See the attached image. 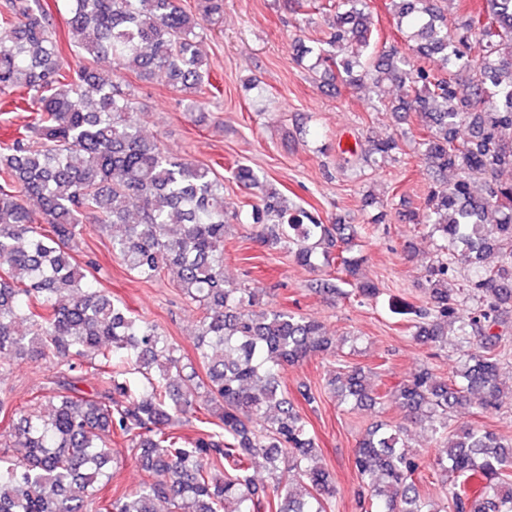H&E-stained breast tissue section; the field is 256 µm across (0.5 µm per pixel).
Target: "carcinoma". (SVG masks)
<instances>
[{"instance_id":"carcinoma-1","label":"carcinoma","mask_w":512,"mask_h":512,"mask_svg":"<svg viewBox=\"0 0 512 512\" xmlns=\"http://www.w3.org/2000/svg\"><path fill=\"white\" fill-rule=\"evenodd\" d=\"M395 44L362 59L370 44L368 0H334L326 46L298 49L308 70L350 87L371 79L396 83L405 95L384 104L416 113L419 147L433 186L422 212L408 221L436 241L425 270L430 306L413 337L434 347L479 338L464 351L451 380L423 368L388 390L364 369L337 360L329 379L349 410L399 402L436 441L433 467L447 486V506L421 497L419 455L407 428L386 421L359 440L353 465L374 512H512V438L485 428L448 429V413L465 406L495 409L504 391L506 356L495 329L512 311V0L486 8L455 28L434 0H393ZM71 42L92 60L112 64V79L91 65L64 66L51 23L38 0L0 6V93L36 117L27 135L0 143V372L18 361L55 360L50 392L28 400L12 423L0 457V512H328L335 496L329 470L315 461L316 437L281 390L287 365L332 350L318 321L268 307L255 288L224 280L227 212L224 181L214 170L169 157L142 136L127 74H164L202 106L211 83L197 47L200 31L224 16V0H67ZM438 59L433 72L427 61ZM401 150L394 137L371 141L364 161L376 165ZM234 178L259 190L247 218L255 238L302 267L336 274L312 290L372 298L376 284L360 276L367 258L354 250V226L324 224L291 206L248 166ZM112 229V251L144 281L172 274L201 312L194 358L158 327L135 315L91 280L76 259L84 222ZM492 255L495 262L484 264ZM476 308L467 307L468 301ZM93 362L96 386L82 390ZM192 419L196 435L176 432ZM135 450L147 479L97 507L101 483L112 480V440ZM260 464L270 474L255 483ZM484 480L480 494L471 481Z\"/></svg>"}]
</instances>
